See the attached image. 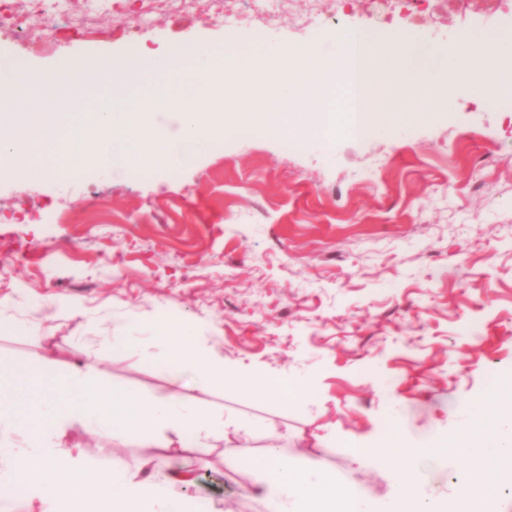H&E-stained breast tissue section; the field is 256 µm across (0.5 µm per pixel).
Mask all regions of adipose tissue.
<instances>
[{"label": "adipose tissue", "instance_id": "adipose-tissue-1", "mask_svg": "<svg viewBox=\"0 0 512 512\" xmlns=\"http://www.w3.org/2000/svg\"><path fill=\"white\" fill-rule=\"evenodd\" d=\"M156 339L168 351L171 375L194 370L201 386L250 387L258 394L286 397L308 395V386L289 384L287 376L245 375L237 366L208 357L186 321L173 319L156 329ZM192 411L178 397L147 399L125 387L102 383L80 363L54 358L38 366H0V501L12 499L18 487L50 498L49 512H183L180 499L168 484H142L122 463L95 465L63 452L58 431L81 422L102 437L122 433L140 438L160 431V443L176 470L190 469L185 456L187 426ZM27 429L24 448H17L13 432Z\"/></svg>", "mask_w": 512, "mask_h": 512}]
</instances>
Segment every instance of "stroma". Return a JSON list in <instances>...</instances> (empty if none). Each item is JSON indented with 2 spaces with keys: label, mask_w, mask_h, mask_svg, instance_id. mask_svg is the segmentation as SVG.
<instances>
[{
  "label": "stroma",
  "mask_w": 512,
  "mask_h": 512,
  "mask_svg": "<svg viewBox=\"0 0 512 512\" xmlns=\"http://www.w3.org/2000/svg\"><path fill=\"white\" fill-rule=\"evenodd\" d=\"M150 0H68L64 37L23 49L11 0H0V57L40 78L68 59L138 48L237 44L260 38L334 55L336 30L404 28L433 46L461 34L512 42V12L486 14L435 0L419 18L372 0H293L270 27H204ZM442 119L370 137L311 133L297 148L261 133L196 146L190 160L142 176L66 168L21 177L0 169V361L38 365L83 356L96 374L146 397L194 400L254 427L217 434L191 455L224 482L194 483L208 512H265L251 459L272 447L335 474L376 506L399 458L362 463L348 443L374 447L391 421L415 440L452 434L471 404L512 374V116L454 86ZM183 318L208 352L258 375L309 385L296 399L171 376L152 337L162 315ZM109 335L104 344L100 335ZM64 449L118 460L164 481L169 461L139 441L101 438L80 423ZM466 458L422 457L416 474L451 497Z\"/></svg>",
  "instance_id": "obj_1"
}]
</instances>
